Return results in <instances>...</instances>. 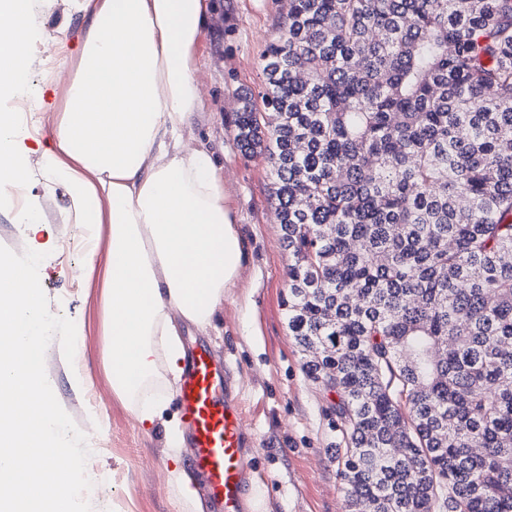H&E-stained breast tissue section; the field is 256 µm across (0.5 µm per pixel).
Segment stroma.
Masks as SVG:
<instances>
[{"label": "stroma", "mask_w": 512, "mask_h": 512, "mask_svg": "<svg viewBox=\"0 0 512 512\" xmlns=\"http://www.w3.org/2000/svg\"><path fill=\"white\" fill-rule=\"evenodd\" d=\"M284 14V0H210L195 71L205 92L200 135L224 167L247 261L224 298L215 329L187 325L182 340L188 347L207 343L215 360L228 365L232 394L246 411L253 512H345L334 460L342 435L331 397L306 377L303 354L288 331L284 302L292 259L281 240L270 167L264 156L242 155L235 139L240 98L259 96L262 55ZM30 25L38 33L30 47L33 104L20 119L42 132L41 140L24 143L32 170L26 199L39 204L41 221L34 230L14 224L20 205L13 193L1 194L0 245L18 254L28 248L44 253L39 277L49 310L76 325L74 361L66 362L55 339L45 366L58 402L88 437L97 465L86 495L92 512H182L167 479L163 425L142 430L113 398L103 375L99 290L81 279L86 252L72 245L81 227L66 188L38 164L41 149L53 145L51 127L70 80L58 62L79 56L85 20L70 0H55L49 10L34 0ZM62 29L68 32L64 45L45 41V33Z\"/></svg>", "instance_id": "obj_1"}]
</instances>
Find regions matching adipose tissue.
<instances>
[{"label": "adipose tissue", "mask_w": 512, "mask_h": 512, "mask_svg": "<svg viewBox=\"0 0 512 512\" xmlns=\"http://www.w3.org/2000/svg\"><path fill=\"white\" fill-rule=\"evenodd\" d=\"M86 20L53 148L41 165L69 191L75 221L106 224L107 250L81 268L99 278L104 371L142 426L163 422L178 456L176 399L186 349L179 324L209 330L245 260L224 170L200 144L195 77L208 0H71ZM32 0H0V95L23 98L34 60ZM26 133L0 108V190L26 183Z\"/></svg>", "instance_id": "obj_1"}]
</instances>
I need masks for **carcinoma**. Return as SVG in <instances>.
Here are the masks:
<instances>
[{"label": "carcinoma", "instance_id": "1", "mask_svg": "<svg viewBox=\"0 0 512 512\" xmlns=\"http://www.w3.org/2000/svg\"><path fill=\"white\" fill-rule=\"evenodd\" d=\"M263 73L237 140L347 512H512V0H288Z\"/></svg>", "mask_w": 512, "mask_h": 512}]
</instances>
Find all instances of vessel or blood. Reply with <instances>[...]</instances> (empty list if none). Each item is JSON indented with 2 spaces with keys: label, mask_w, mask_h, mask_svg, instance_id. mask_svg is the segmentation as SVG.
Returning <instances> with one entry per match:
<instances>
[{
  "label": "vessel or blood",
  "mask_w": 512,
  "mask_h": 512,
  "mask_svg": "<svg viewBox=\"0 0 512 512\" xmlns=\"http://www.w3.org/2000/svg\"><path fill=\"white\" fill-rule=\"evenodd\" d=\"M227 374L203 345L191 351L176 395L192 449L189 467L198 477L212 512H246L251 468L244 448V414L228 399Z\"/></svg>",
  "instance_id": "vessel-or-blood-1"
}]
</instances>
